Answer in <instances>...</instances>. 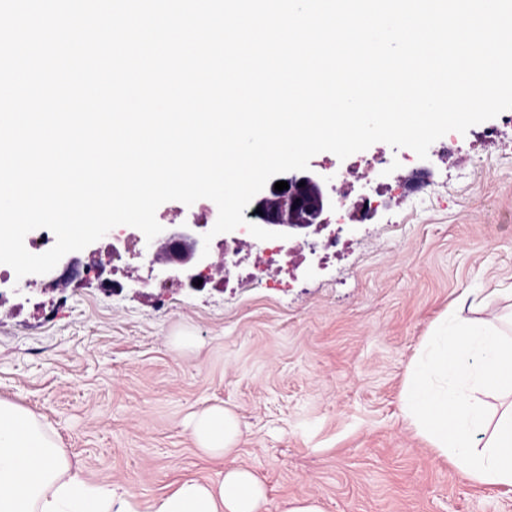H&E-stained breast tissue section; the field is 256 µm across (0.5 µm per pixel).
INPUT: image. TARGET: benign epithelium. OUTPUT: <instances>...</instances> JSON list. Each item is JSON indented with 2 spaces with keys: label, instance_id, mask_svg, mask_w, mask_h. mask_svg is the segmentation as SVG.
<instances>
[{
  "label": "benign epithelium",
  "instance_id": "1",
  "mask_svg": "<svg viewBox=\"0 0 512 512\" xmlns=\"http://www.w3.org/2000/svg\"><path fill=\"white\" fill-rule=\"evenodd\" d=\"M278 181L288 182L289 188L283 191L275 190L274 184ZM302 181L305 182L303 187L299 186ZM329 182L330 177L327 174L311 168L274 176L252 199L249 205L250 213L254 214L256 225L268 231L285 233L292 238H305L312 232V228L328 226V216L336 206V199L327 190ZM258 207L262 210L260 215L255 213ZM212 228L211 224H185L178 233L164 228L148 243V246L153 248L149 253V271L158 276L194 280L201 268L213 266V253L202 256L203 235ZM175 235L184 240V247L179 265L173 267L162 259L160 254Z\"/></svg>",
  "mask_w": 512,
  "mask_h": 512
}]
</instances>
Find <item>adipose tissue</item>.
<instances>
[{
	"instance_id": "obj_1",
	"label": "adipose tissue",
	"mask_w": 512,
	"mask_h": 512,
	"mask_svg": "<svg viewBox=\"0 0 512 512\" xmlns=\"http://www.w3.org/2000/svg\"><path fill=\"white\" fill-rule=\"evenodd\" d=\"M490 392L512 395V339L462 317L421 345L406 374L402 411L465 480L512 487V406L491 419L483 399ZM239 436L237 419L225 408L196 418L194 437L210 457L233 455ZM264 498L252 471L230 467L218 483L184 479L141 503L85 479L31 414L0 401V512H261Z\"/></svg>"
}]
</instances>
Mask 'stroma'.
Instances as JSON below:
<instances>
[{
    "instance_id": "obj_1",
    "label": "stroma",
    "mask_w": 512,
    "mask_h": 512,
    "mask_svg": "<svg viewBox=\"0 0 512 512\" xmlns=\"http://www.w3.org/2000/svg\"><path fill=\"white\" fill-rule=\"evenodd\" d=\"M456 134L430 159L436 200L374 230L284 292L228 282L158 296L128 268L120 304L85 278L54 292L11 279L0 297V400L30 412L95 483L147 503L225 465L265 487V512H512V488L465 481L402 413L406 368L449 311L512 328V126ZM468 179H460V172ZM30 304L15 308V288ZM221 406L242 440L229 463L192 420Z\"/></svg>"
}]
</instances>
